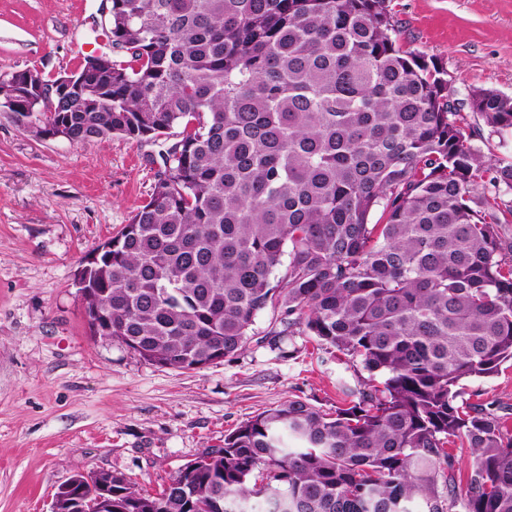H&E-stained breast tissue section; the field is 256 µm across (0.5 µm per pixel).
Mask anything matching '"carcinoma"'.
I'll list each match as a JSON object with an SVG mask.
<instances>
[{"mask_svg": "<svg viewBox=\"0 0 512 512\" xmlns=\"http://www.w3.org/2000/svg\"><path fill=\"white\" fill-rule=\"evenodd\" d=\"M112 49L126 59L26 109L76 144L176 136L149 200L78 273L92 335L195 370L270 310L277 335L369 377L333 412L262 411L156 495L118 473L83 496L105 512H255V495L263 512H512V431L463 387L512 360V163L482 160L464 110L512 129V95L454 97L388 0H112Z\"/></svg>", "mask_w": 512, "mask_h": 512, "instance_id": "cac0c4a2", "label": "carcinoma"}]
</instances>
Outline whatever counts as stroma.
<instances>
[{
  "instance_id": "35a3bbf8",
  "label": "stroma",
  "mask_w": 512,
  "mask_h": 512,
  "mask_svg": "<svg viewBox=\"0 0 512 512\" xmlns=\"http://www.w3.org/2000/svg\"><path fill=\"white\" fill-rule=\"evenodd\" d=\"M102 0H0V76L45 79L97 52ZM406 49L435 59L458 97L512 95V0H391ZM166 138L84 145L44 138L0 112V512H51L79 472L126 475L159 493L180 468L263 410L330 409L366 378L258 315L246 348L175 371L91 335L74 280L128 224L162 169Z\"/></svg>"
}]
</instances>
